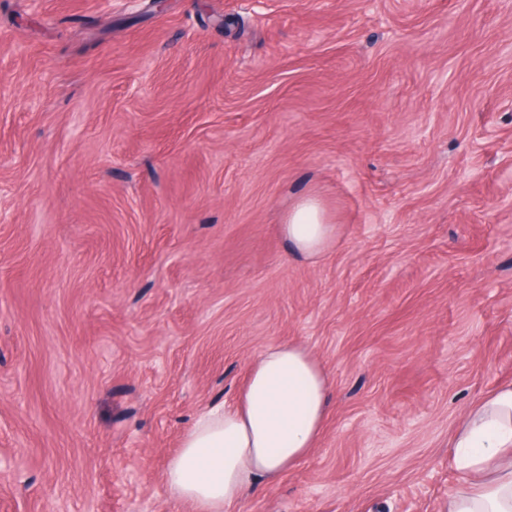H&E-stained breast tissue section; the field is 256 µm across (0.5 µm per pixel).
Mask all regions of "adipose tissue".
I'll list each match as a JSON object with an SVG mask.
<instances>
[{"label":"adipose tissue","instance_id":"1","mask_svg":"<svg viewBox=\"0 0 512 512\" xmlns=\"http://www.w3.org/2000/svg\"><path fill=\"white\" fill-rule=\"evenodd\" d=\"M292 256L313 261L337 240L318 198L297 199L281 226ZM330 377L304 346L265 348L253 361L239 399L201 412L168 464L171 493L196 512H225L244 491L271 483L314 448L330 403ZM466 480L447 512H512V383L472 406L454 440Z\"/></svg>","mask_w":512,"mask_h":512}]
</instances>
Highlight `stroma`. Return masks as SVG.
Instances as JSON below:
<instances>
[{"label": "stroma", "mask_w": 512, "mask_h": 512, "mask_svg": "<svg viewBox=\"0 0 512 512\" xmlns=\"http://www.w3.org/2000/svg\"><path fill=\"white\" fill-rule=\"evenodd\" d=\"M282 343L325 427L230 512H446L512 382V0H0V512H193L168 462ZM281 232L292 256L314 261L337 240V226L329 224L318 198L312 195L297 199L288 209Z\"/></svg>", "instance_id": "obj_1"}]
</instances>
